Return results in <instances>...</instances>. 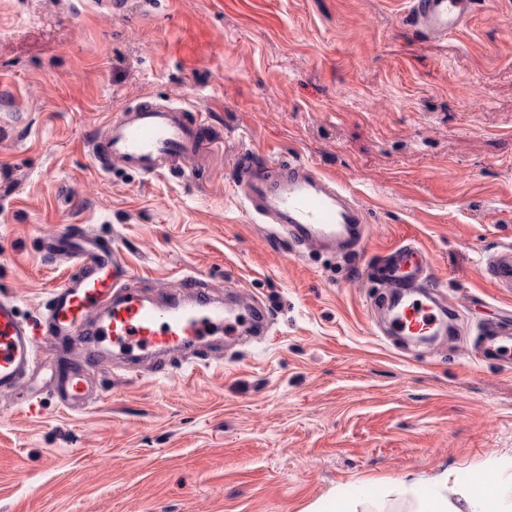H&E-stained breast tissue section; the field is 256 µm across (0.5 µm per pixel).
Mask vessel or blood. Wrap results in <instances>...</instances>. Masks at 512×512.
I'll list each match as a JSON object with an SVG mask.
<instances>
[{"instance_id": "1", "label": "vessel or blood", "mask_w": 512, "mask_h": 512, "mask_svg": "<svg viewBox=\"0 0 512 512\" xmlns=\"http://www.w3.org/2000/svg\"><path fill=\"white\" fill-rule=\"evenodd\" d=\"M480 0H412L410 14L421 32L442 39L458 31ZM216 133L203 115L188 117L186 107L145 98L109 119L91 152L102 170L121 167L146 176L186 172L207 158ZM235 185L249 212L270 224L290 246L306 251L337 249L357 257L370 236L367 211L335 178L297 160L279 168L252 151L238 158ZM49 258H66L75 276L52 288L39 322L20 318L17 305L0 299V392L13 390L37 368L45 354L67 352L80 343V362L56 375L54 396L69 409H81L89 395L90 373L105 348L130 360L194 349L204 336L236 335L249 321L267 331L268 316L244 313L213 300L200 280L186 278L187 302L163 305L137 289V277L110 240L69 230L45 241ZM391 317L392 335L442 334L454 308L436 289L430 254L418 243L397 244L371 265ZM482 278L498 291L512 292V245L488 255ZM483 362L512 366V320L491 322L479 330Z\"/></svg>"}]
</instances>
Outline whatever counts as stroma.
Instances as JSON below:
<instances>
[{"instance_id": "35a3bbf8", "label": "stroma", "mask_w": 512, "mask_h": 512, "mask_svg": "<svg viewBox=\"0 0 512 512\" xmlns=\"http://www.w3.org/2000/svg\"><path fill=\"white\" fill-rule=\"evenodd\" d=\"M410 0H0V297L42 316L67 264L64 226L111 239L147 292L202 280L250 297L267 335L128 372L106 355L82 410L24 381L0 392V512H416L407 479L512 471V369L476 363L474 332L512 317L479 275L512 244V0L424 37ZM151 96L204 113L205 170L151 178L94 163L88 140ZM301 159L369 212L363 255L294 250L233 192L238 155ZM412 240L456 328L382 335L364 261Z\"/></svg>"}]
</instances>
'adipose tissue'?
I'll list each match as a JSON object with an SVG mask.
<instances>
[{
	"instance_id": "1",
	"label": "adipose tissue",
	"mask_w": 512,
	"mask_h": 512,
	"mask_svg": "<svg viewBox=\"0 0 512 512\" xmlns=\"http://www.w3.org/2000/svg\"><path fill=\"white\" fill-rule=\"evenodd\" d=\"M450 473H442L419 495L416 512H512V476L492 480L479 474L469 487L459 489L460 504L448 498Z\"/></svg>"
}]
</instances>
